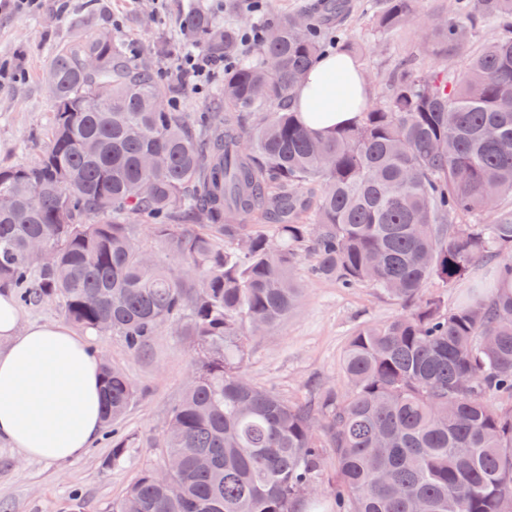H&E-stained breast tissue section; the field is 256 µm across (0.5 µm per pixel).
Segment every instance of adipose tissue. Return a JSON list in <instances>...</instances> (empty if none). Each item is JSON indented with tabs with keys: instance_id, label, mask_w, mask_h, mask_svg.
<instances>
[{
	"instance_id": "obj_1",
	"label": "adipose tissue",
	"mask_w": 512,
	"mask_h": 512,
	"mask_svg": "<svg viewBox=\"0 0 512 512\" xmlns=\"http://www.w3.org/2000/svg\"><path fill=\"white\" fill-rule=\"evenodd\" d=\"M371 85L340 52L318 57L292 108L326 135L358 117ZM102 375L87 337L63 323H24L10 292L0 293V442L27 458L65 461L84 454L103 425Z\"/></svg>"
}]
</instances>
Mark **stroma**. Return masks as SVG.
Instances as JSON below:
<instances>
[{
	"instance_id": "35a3bbf8",
	"label": "stroma",
	"mask_w": 512,
	"mask_h": 512,
	"mask_svg": "<svg viewBox=\"0 0 512 512\" xmlns=\"http://www.w3.org/2000/svg\"><path fill=\"white\" fill-rule=\"evenodd\" d=\"M200 3L223 20L224 0H38L28 13L0 12V70L9 74L0 82V168L33 164L48 143L54 106L44 75L57 47L89 30H112L147 58H158L159 44H167L170 57L158 59L166 70L183 52L185 11ZM349 4L342 39L371 80L372 102H379L384 77L406 54H416L424 67L434 66L424 37L435 23L451 17L453 0H417L414 12L387 33L375 27L374 0ZM297 272L304 288L301 301L281 326L249 341L243 372L252 383L302 401L315 384L345 387L344 355L355 333L363 325L391 321L407 307L366 286L344 288L311 278L302 265ZM90 344L122 368L136 389L119 431L136 434L138 446L116 465L106 438L64 462L26 459L1 442L0 512H67L75 492L82 495L85 512H108L143 471L160 466L153 443L187 382L194 358L190 337L169 326L136 353L122 337L94 331Z\"/></svg>"
}]
</instances>
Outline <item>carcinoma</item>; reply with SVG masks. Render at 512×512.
<instances>
[{
	"label": "carcinoma",
	"mask_w": 512,
	"mask_h": 512,
	"mask_svg": "<svg viewBox=\"0 0 512 512\" xmlns=\"http://www.w3.org/2000/svg\"><path fill=\"white\" fill-rule=\"evenodd\" d=\"M343 2L262 26L189 6V46L230 62L196 119L171 99L180 76L164 84L120 34L87 32L48 65L49 145L31 166L0 168L13 196L0 288L55 300L135 352L171 322L194 343L157 444L178 466L164 482L142 472L109 512H310L324 493L336 512H512V0H454L426 38L436 69L398 63L379 105L316 136L290 103ZM415 2L385 0L376 28L395 29ZM479 25L497 36L467 53ZM133 224L177 268L141 250ZM306 252L314 278L368 284L411 310L357 331L345 389L292 402L242 366L248 340L294 307ZM479 257L501 264L492 293L448 307L431 285ZM102 370L116 464L133 447L114 424L135 388Z\"/></svg>",
	"instance_id": "obj_1"
}]
</instances>
